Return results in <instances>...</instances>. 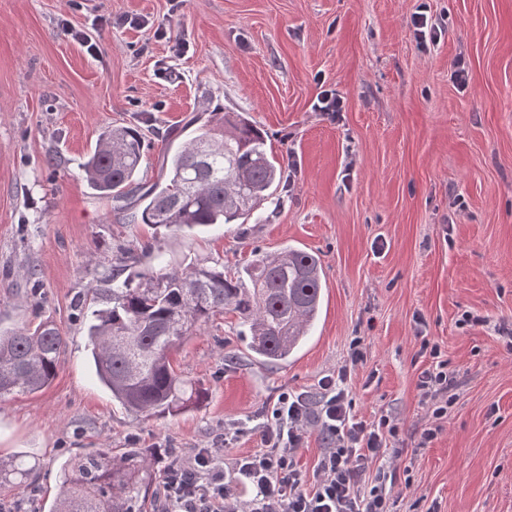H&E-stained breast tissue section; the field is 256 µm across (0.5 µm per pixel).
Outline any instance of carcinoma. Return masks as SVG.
<instances>
[{"label": "carcinoma", "mask_w": 512, "mask_h": 512, "mask_svg": "<svg viewBox=\"0 0 512 512\" xmlns=\"http://www.w3.org/2000/svg\"><path fill=\"white\" fill-rule=\"evenodd\" d=\"M144 152L143 132L108 128L82 165L83 178L129 222L173 232L245 220L284 177L265 133L237 112L210 113L194 137L166 155L164 178L150 185L137 181ZM152 250L121 249L123 265L91 289L98 304L79 309L97 377L131 415L164 417L203 407L205 390L175 373L169 357L226 310L237 314L251 351L267 363L287 360L310 335L322 305L316 254L285 247L255 256L228 278L218 262L164 273L137 269L139 253ZM64 348L50 320L0 330V397L48 388ZM153 474L154 457L142 448L120 456L99 448L68 459L48 512H142ZM11 475L32 472L16 457L0 459V480Z\"/></svg>", "instance_id": "carcinoma-1"}]
</instances>
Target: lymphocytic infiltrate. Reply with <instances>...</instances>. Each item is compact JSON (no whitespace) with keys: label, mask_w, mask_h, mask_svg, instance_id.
<instances>
[{"label":"lymphocytic infiltrate","mask_w":512,"mask_h":512,"mask_svg":"<svg viewBox=\"0 0 512 512\" xmlns=\"http://www.w3.org/2000/svg\"><path fill=\"white\" fill-rule=\"evenodd\" d=\"M420 349L432 364L419 374L417 388L431 418L439 420L448 413V363L429 340H422ZM362 358L359 341H352L349 360L321 379L317 403L282 393L266 415L262 450L229 463L216 448L178 457L164 482L165 512H392L397 474L381 459L399 425L387 416L372 421L358 416L347 382ZM312 423L327 447L310 474L296 455ZM231 474L243 476L254 489L244 505L234 503L227 487Z\"/></svg>","instance_id":"obj_1"}]
</instances>
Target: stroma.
<instances>
[{"label":"stroma","mask_w":512,"mask_h":512,"mask_svg":"<svg viewBox=\"0 0 512 512\" xmlns=\"http://www.w3.org/2000/svg\"><path fill=\"white\" fill-rule=\"evenodd\" d=\"M423 3L443 26L434 45L412 23ZM174 40L188 46L178 60ZM324 88L344 99L338 119L312 109ZM213 112L245 113L288 177L257 222L156 236L83 179L108 126L143 129L152 183L166 145ZM151 240L170 267L218 261L228 275L257 253H316L326 288L309 340L264 363L224 314L173 355L204 406L128 415L95 379L77 305L119 248ZM45 318L67 348L49 388L0 399V458L35 468L0 484V512H47L60 465L94 448L157 449L161 471L171 451L254 452L266 409L285 391L316 401L356 338L357 413L400 422L386 457L410 483L395 486L393 512H512V0H0V328ZM425 339L455 386L423 448Z\"/></svg>","instance_id":"1"}]
</instances>
